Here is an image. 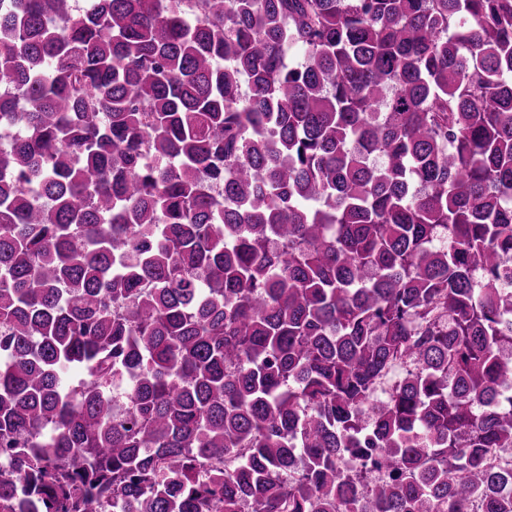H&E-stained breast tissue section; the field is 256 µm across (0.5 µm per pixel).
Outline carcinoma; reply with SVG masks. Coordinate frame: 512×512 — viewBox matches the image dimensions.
<instances>
[{
  "instance_id": "cac0c4a2",
  "label": "carcinoma",
  "mask_w": 512,
  "mask_h": 512,
  "mask_svg": "<svg viewBox=\"0 0 512 512\" xmlns=\"http://www.w3.org/2000/svg\"><path fill=\"white\" fill-rule=\"evenodd\" d=\"M510 200L512 0H0V512H512Z\"/></svg>"
}]
</instances>
